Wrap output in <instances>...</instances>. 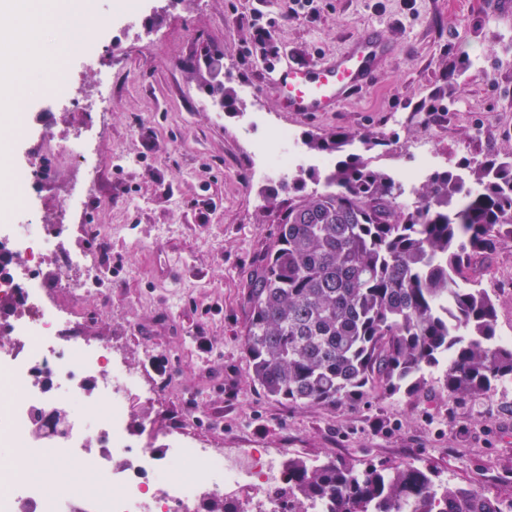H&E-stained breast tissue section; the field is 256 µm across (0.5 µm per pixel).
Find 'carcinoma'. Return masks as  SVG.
I'll return each instance as SVG.
<instances>
[{"label": "carcinoma", "mask_w": 512, "mask_h": 512, "mask_svg": "<svg viewBox=\"0 0 512 512\" xmlns=\"http://www.w3.org/2000/svg\"><path fill=\"white\" fill-rule=\"evenodd\" d=\"M347 138L310 146L338 153ZM473 174L475 191L437 172L404 207L398 182L348 156L335 162V191L288 206L245 297L253 383L272 399L334 407L375 390L419 391L438 367L452 399L511 381L495 302L466 284L512 239V152ZM276 493L281 512H505L483 488L448 486L411 463L290 457Z\"/></svg>", "instance_id": "1"}]
</instances>
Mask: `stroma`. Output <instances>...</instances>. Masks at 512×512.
I'll use <instances>...</instances> for the list:
<instances>
[{"instance_id": "obj_1", "label": "stroma", "mask_w": 512, "mask_h": 512, "mask_svg": "<svg viewBox=\"0 0 512 512\" xmlns=\"http://www.w3.org/2000/svg\"><path fill=\"white\" fill-rule=\"evenodd\" d=\"M497 2L317 0L315 11L292 17L288 0H135L128 8L94 0L93 30L54 40L87 92L112 80L100 115L73 99L50 110L36 95L28 111L51 114L58 138L87 133L97 143L83 221L103 228L88 253L108 275L69 310L81 340L112 342L129 368L162 379L155 400L126 396L135 443L165 453L166 428L179 423L215 448L248 438L284 459L429 466L449 485L478 481L512 503V381L452 400L436 370L419 394L298 406L253 384L241 344L244 294L289 202L332 190L309 140L349 133L347 152L394 176L416 166L423 141L432 172L512 149V14H497ZM257 13L269 42L257 39ZM368 28L393 51L367 89L333 112L281 108L266 84L271 55L312 63ZM214 53L224 56L234 95L221 109L205 91L202 60ZM463 66L466 82L450 79ZM434 98L440 111H422ZM280 127L292 132L301 161L285 178H258L252 145ZM119 153L133 167L115 165ZM69 172L58 165L40 187L46 223L69 206ZM482 285L496 299L498 336L512 337V240L499 244Z\"/></svg>"}]
</instances>
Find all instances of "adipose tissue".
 Returning <instances> with one entry per match:
<instances>
[{
    "instance_id": "1",
    "label": "adipose tissue",
    "mask_w": 512,
    "mask_h": 512,
    "mask_svg": "<svg viewBox=\"0 0 512 512\" xmlns=\"http://www.w3.org/2000/svg\"><path fill=\"white\" fill-rule=\"evenodd\" d=\"M91 12V0H0V14L13 20L12 26L0 29V110H25L30 71L48 68L57 73L64 68L65 53L48 51L44 30L77 20L91 25Z\"/></svg>"
}]
</instances>
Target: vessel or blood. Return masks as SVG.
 <instances>
[{"label":"vessel or blood","mask_w":512,"mask_h":512,"mask_svg":"<svg viewBox=\"0 0 512 512\" xmlns=\"http://www.w3.org/2000/svg\"><path fill=\"white\" fill-rule=\"evenodd\" d=\"M389 49L380 34L367 30L336 57L313 64L279 58L269 67L270 87L287 112H333L371 82Z\"/></svg>","instance_id":"1"}]
</instances>
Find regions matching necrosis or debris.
Returning a JSON list of instances; mask_svg holds the SVG:
<instances>
[{"instance_id": "1", "label": "necrosis or debris", "mask_w": 512, "mask_h": 512, "mask_svg": "<svg viewBox=\"0 0 512 512\" xmlns=\"http://www.w3.org/2000/svg\"><path fill=\"white\" fill-rule=\"evenodd\" d=\"M291 140V132L281 128L275 142L255 145L256 176L270 178L295 164V155L287 150ZM94 151L84 141H63L45 133L29 147L31 165L17 168L9 161L0 162V216L13 209L24 211L36 178H49L57 162L78 159L74 179L83 181ZM66 232L63 225L51 229L32 222L0 225V254L11 260L0 270V304L14 310L8 333L16 340L14 347H0V380L19 392L18 398L0 406V446L13 451L10 462H0V512H199L208 499L241 487L249 491L240 500L244 512H250L258 495L264 498V512H280L273 494L280 462L270 449L255 446L228 455L220 448L198 447L174 428L168 433L169 456L130 448L126 394L136 390L152 396L162 384L131 371L111 344L97 341L74 346L72 324L38 274L52 240L66 238ZM67 240V253L56 271L57 285L77 302L99 282L105 269L76 240ZM65 387L74 397L108 406L97 427V444H90L83 418H72L71 431L64 438L50 428L34 430L32 409L59 405ZM114 454L125 457L115 470L108 466ZM27 456L43 464L57 456L70 457L75 488L25 478Z\"/></svg>"}]
</instances>
